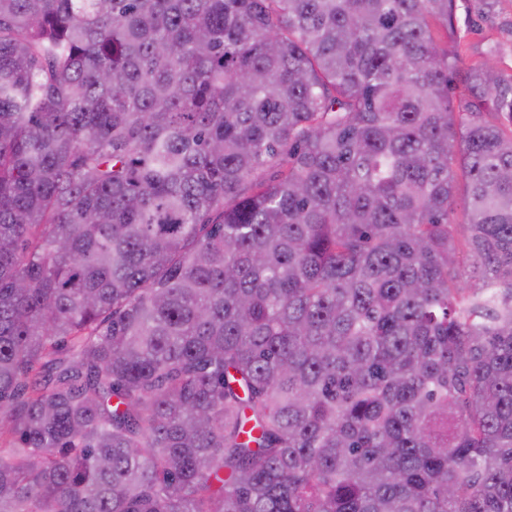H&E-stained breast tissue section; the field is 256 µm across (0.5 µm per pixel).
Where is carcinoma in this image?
I'll return each mask as SVG.
<instances>
[{
	"label": "carcinoma",
	"mask_w": 512,
	"mask_h": 512,
	"mask_svg": "<svg viewBox=\"0 0 512 512\" xmlns=\"http://www.w3.org/2000/svg\"><path fill=\"white\" fill-rule=\"evenodd\" d=\"M454 2L0 0V512H512Z\"/></svg>",
	"instance_id": "cac0c4a2"
}]
</instances>
